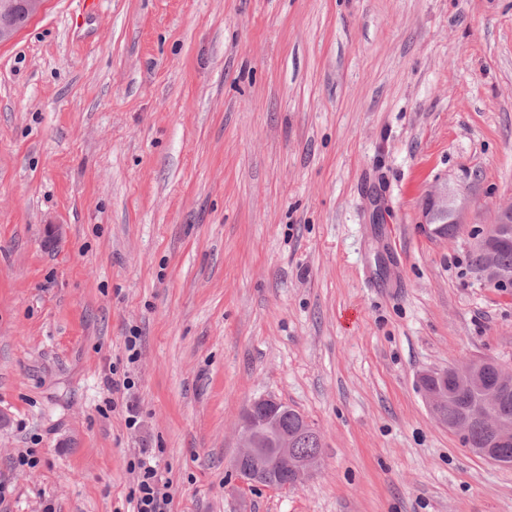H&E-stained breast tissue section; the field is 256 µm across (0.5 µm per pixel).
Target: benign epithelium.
<instances>
[{"label": "benign epithelium", "instance_id": "7a95c632", "mask_svg": "<svg viewBox=\"0 0 512 512\" xmlns=\"http://www.w3.org/2000/svg\"><path fill=\"white\" fill-rule=\"evenodd\" d=\"M44 4L45 0H9L4 6L7 18L0 28V43L12 40L25 22L42 12ZM466 209L465 191L450 188L443 183L427 195L422 212L423 223L429 227L434 238L447 241L454 238L461 224L465 223ZM502 224L512 225L511 203L498 208L493 219L481 227L480 234L472 237L471 247H476L478 242H494ZM485 252L486 267L484 271L477 273V277L486 285L512 288V275L502 274L494 267L491 260L492 248L485 247ZM433 377V372L419 375V384L431 409L447 395L445 391L429 390V382ZM280 407L281 402L276 398L263 397L253 401L241 417L238 424L240 449L233 461V467L245 484L265 485L268 476L276 472L286 479L282 488L300 487L314 474L320 463V453L317 450L305 456L295 455L288 433L282 430L276 432L274 447H262L261 438L269 434L273 417ZM508 437L509 433L493 429L489 444L475 449L476 455L494 464L502 463L495 444Z\"/></svg>", "mask_w": 512, "mask_h": 512}]
</instances>
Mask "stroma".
Wrapping results in <instances>:
<instances>
[{"label":"stroma","mask_w":512,"mask_h":512,"mask_svg":"<svg viewBox=\"0 0 512 512\" xmlns=\"http://www.w3.org/2000/svg\"><path fill=\"white\" fill-rule=\"evenodd\" d=\"M443 183L512 202V0H46L0 44L7 512H127L145 453L174 512H512L418 385L512 369ZM265 396L323 435L302 487L231 466ZM467 196L459 188H450L448 184L432 190L423 206V222L429 227L431 235L439 240L454 238L465 221Z\"/></svg>","instance_id":"35a3bbf8"}]
</instances>
